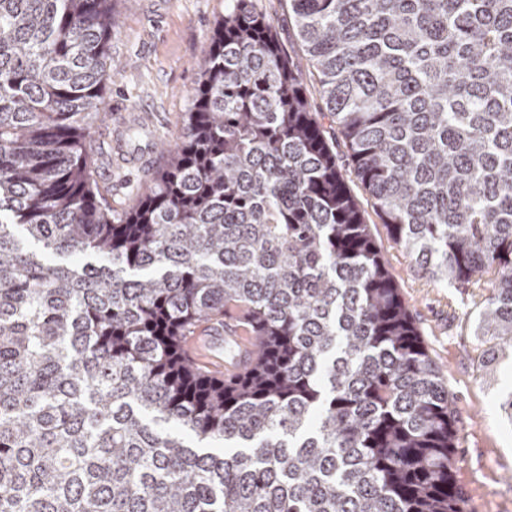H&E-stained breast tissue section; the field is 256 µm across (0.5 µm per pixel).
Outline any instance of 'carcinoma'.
Wrapping results in <instances>:
<instances>
[{"mask_svg": "<svg viewBox=\"0 0 512 512\" xmlns=\"http://www.w3.org/2000/svg\"><path fill=\"white\" fill-rule=\"evenodd\" d=\"M121 0H0V512H468L448 386L306 97L512 356V0H228L134 208L93 178ZM42 244L43 251L30 248ZM242 371L188 362L205 323ZM257 11L271 19L274 33L281 49L286 55L296 61H301L306 67L304 48L297 35L294 20L288 12L285 0H253ZM226 334L231 336H225L224 328L212 323L202 326L194 336H186L183 346L201 369L230 377L239 371L242 358L253 349V340L242 329L226 331ZM224 339L235 343L240 351L238 356L224 357Z\"/></svg>", "mask_w": 512, "mask_h": 512, "instance_id": "cac0c4a2", "label": "carcinoma"}]
</instances>
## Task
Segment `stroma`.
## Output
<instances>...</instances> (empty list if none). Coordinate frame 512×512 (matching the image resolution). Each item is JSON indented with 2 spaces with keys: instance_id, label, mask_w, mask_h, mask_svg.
Segmentation results:
<instances>
[{
  "instance_id": "stroma-1",
  "label": "stroma",
  "mask_w": 512,
  "mask_h": 512,
  "mask_svg": "<svg viewBox=\"0 0 512 512\" xmlns=\"http://www.w3.org/2000/svg\"><path fill=\"white\" fill-rule=\"evenodd\" d=\"M225 0H122L112 38V65L118 70L101 104L106 121L96 127L94 164L100 192L114 210L131 208L153 185L166 162L159 142L179 137L191 94L202 75ZM271 19L281 49L305 58L285 0H255ZM338 163L386 265L419 328L430 356L452 396L458 426L455 480L468 512H512V422L500 408L512 391V359L482 364L490 344L477 336L485 288H454L430 280L391 239L356 178L342 142Z\"/></svg>"
}]
</instances>
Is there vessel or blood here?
Masks as SVG:
<instances>
[{"label":"vessel or blood","mask_w":512,"mask_h":512,"mask_svg":"<svg viewBox=\"0 0 512 512\" xmlns=\"http://www.w3.org/2000/svg\"><path fill=\"white\" fill-rule=\"evenodd\" d=\"M228 338L238 347L239 356L225 357L224 341ZM252 343V338L243 330L236 329L228 334L221 326L212 323L201 327L195 335L185 337L183 346L201 369L230 377L239 371L241 358L251 352Z\"/></svg>","instance_id":"1"}]
</instances>
